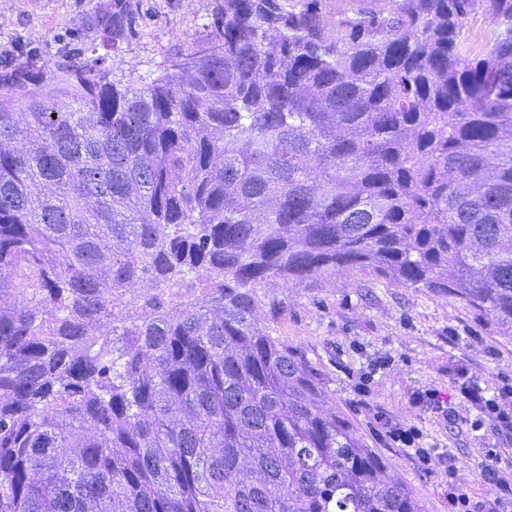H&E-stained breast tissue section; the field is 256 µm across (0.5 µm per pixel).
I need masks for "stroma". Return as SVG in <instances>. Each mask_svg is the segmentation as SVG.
<instances>
[{
  "instance_id": "stroma-1",
  "label": "stroma",
  "mask_w": 512,
  "mask_h": 512,
  "mask_svg": "<svg viewBox=\"0 0 512 512\" xmlns=\"http://www.w3.org/2000/svg\"><path fill=\"white\" fill-rule=\"evenodd\" d=\"M134 32L112 43L101 17L112 0H0V52L29 69L30 81L12 83L0 66V102L24 111L34 100H71L72 68L87 66L116 83L164 74L212 21L211 0H134ZM261 291L282 308L277 334L302 348L320 370L330 406L346 416L382 457L391 477L404 482L422 512H448L439 464L423 468L386 433L414 427L420 447L453 457L477 497L491 494L485 467L512 468V328L494 327L451 294L407 288L353 266L313 281ZM478 383L498 410L467 401L462 386ZM440 392L447 409L429 401Z\"/></svg>"
}]
</instances>
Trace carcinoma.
Returning <instances> with one entry per match:
<instances>
[{
	"label": "carcinoma",
	"instance_id": "cac0c4a2",
	"mask_svg": "<svg viewBox=\"0 0 512 512\" xmlns=\"http://www.w3.org/2000/svg\"><path fill=\"white\" fill-rule=\"evenodd\" d=\"M210 40L0 105V512H421L259 288L355 266L512 328V0H214ZM326 4V13L330 23L336 22L338 18L344 12H350L357 9H379L383 7L386 2L385 0H324Z\"/></svg>",
	"mask_w": 512,
	"mask_h": 512
}]
</instances>
